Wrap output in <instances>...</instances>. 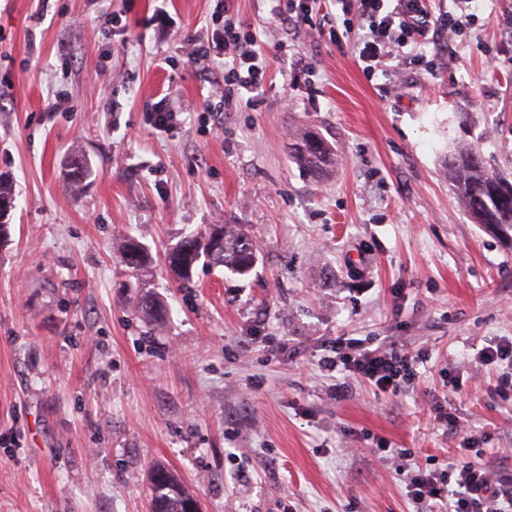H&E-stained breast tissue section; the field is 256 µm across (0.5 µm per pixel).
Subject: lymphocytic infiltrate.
Listing matches in <instances>:
<instances>
[{"label":"lymphocytic infiltrate","mask_w":512,"mask_h":512,"mask_svg":"<svg viewBox=\"0 0 512 512\" xmlns=\"http://www.w3.org/2000/svg\"><path fill=\"white\" fill-rule=\"evenodd\" d=\"M311 0H277L281 23L298 30L313 24L326 26L336 45H353L357 63L374 76L391 56L417 71H432L439 55H426L423 46L444 37L462 36L474 18L480 0H450L449 8L432 10L430 0H336L335 14L314 18ZM216 28L211 40L197 41L190 57L197 63L224 62V104L256 109L266 84L270 57L226 0H218L211 15ZM420 356L411 354L397 338L371 346L369 341L337 337L316 362L321 375L332 380L334 397L343 398L352 382H365L374 392L397 394L420 377ZM477 448L465 458L434 468L407 469L405 491L414 512H512V466L490 472Z\"/></svg>","instance_id":"1"}]
</instances>
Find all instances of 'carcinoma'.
<instances>
[{"instance_id": "obj_1", "label": "carcinoma", "mask_w": 512, "mask_h": 512, "mask_svg": "<svg viewBox=\"0 0 512 512\" xmlns=\"http://www.w3.org/2000/svg\"><path fill=\"white\" fill-rule=\"evenodd\" d=\"M292 158L303 170L321 178L334 160L332 148L310 130L300 132L294 143ZM448 180L457 198L476 224L512 232V176L486 166L480 153L470 145H456L446 162ZM220 233L224 245L213 250V235ZM251 238L232 224H212L204 233H190L171 247L168 265L180 264L176 273L184 284L190 282L194 268L202 263L223 266L235 273L250 271L256 261ZM140 313L160 323L166 313L164 304L146 295L138 303ZM197 497L180 478L163 466L150 474L149 512H190Z\"/></svg>"}]
</instances>
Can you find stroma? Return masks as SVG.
Returning <instances> with one entry per match:
<instances>
[{"instance_id":"1","label":"stroma","mask_w":512,"mask_h":512,"mask_svg":"<svg viewBox=\"0 0 512 512\" xmlns=\"http://www.w3.org/2000/svg\"><path fill=\"white\" fill-rule=\"evenodd\" d=\"M230 7L285 50L258 110L218 116L203 102L223 67L189 58L213 0H166L167 29L155 0H0V174L15 204L0 246V512H147L157 464L202 512H412L376 438L421 464L473 445L490 470L512 459V400L477 359L512 338V241L474 223L444 174L459 143L512 172V0H484L435 71L393 59L371 79L328 35L288 33L272 0ZM162 99L179 113L169 129L151 120ZM303 128L336 149L325 178L288 155ZM82 157L91 173L69 186ZM210 224L244 225L255 267L199 266L177 288L166 249ZM127 237L151 255L139 289ZM145 291L163 324L138 313ZM339 336L401 339L425 356L423 381L332 397L312 364Z\"/></svg>"}]
</instances>
